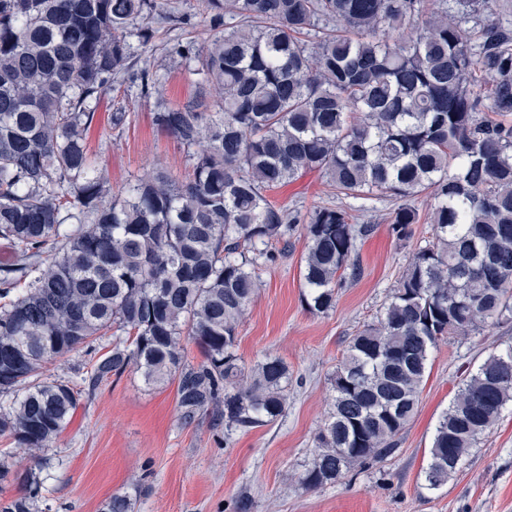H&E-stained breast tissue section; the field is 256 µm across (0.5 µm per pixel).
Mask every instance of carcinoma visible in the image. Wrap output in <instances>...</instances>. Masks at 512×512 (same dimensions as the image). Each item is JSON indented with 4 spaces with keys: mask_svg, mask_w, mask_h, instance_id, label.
<instances>
[{
    "mask_svg": "<svg viewBox=\"0 0 512 512\" xmlns=\"http://www.w3.org/2000/svg\"><path fill=\"white\" fill-rule=\"evenodd\" d=\"M204 45L168 44L213 91L183 105L159 98L153 124L183 148L192 176L158 164L115 192L84 130L119 80L154 87L132 38L150 45L180 24L168 0H0V432L33 459L98 384L126 371L177 382L178 419L246 430L283 417L288 366L238 364L237 327L260 271L307 240L301 275L310 310L363 273L340 206L302 214L268 192L317 171L336 197L395 201L391 231L408 238L431 198V240L409 257L377 322L349 342L333 403L299 476L332 484L386 457L414 417L430 355L512 314V32L497 0H200ZM483 15L479 27L468 23ZM129 113L118 107L110 130ZM117 336L76 390L36 380L44 365ZM202 359H185V341ZM512 404V347L463 380L435 428L425 471L437 489ZM22 493L0 512H38L41 483L0 462ZM104 512H132L125 494Z\"/></svg>",
    "mask_w": 512,
    "mask_h": 512,
    "instance_id": "carcinoma-1",
    "label": "carcinoma"
}]
</instances>
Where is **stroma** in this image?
Segmentation results:
<instances>
[{"label":"stroma","instance_id":"obj_1","mask_svg":"<svg viewBox=\"0 0 512 512\" xmlns=\"http://www.w3.org/2000/svg\"><path fill=\"white\" fill-rule=\"evenodd\" d=\"M190 23L161 33L147 47L156 78V95L180 105L204 85L202 75L167 51L169 41L211 35L198 0H169ZM139 83L126 82L101 98L85 130L89 153L110 186L134 181L151 165L187 176L190 168L177 140L152 122L154 99ZM128 101L129 125L123 136L110 133V114ZM271 201L288 210L342 204L355 223L375 225L357 243L363 274L336 291L324 313L310 311L301 276L304 233H296L287 257L267 267L247 315L237 329L236 354L249 368L271 354L288 365V409L276 422L246 432L224 434L209 421L182 427L177 385H145L139 374L103 380L95 394L82 398L71 422L48 452L39 512H103L116 492L128 493L133 512H238L248 497V512H512V404L471 448L463 467L439 489L428 488L424 471L435 428L469 372L490 354L512 345V316L468 340L444 338L433 349L422 385L418 412L399 436L396 451L336 483L317 489L300 485L315 436L332 404L331 380L346 347L388 303L411 253L424 245L430 226L413 225L409 238L393 235L391 200H337L319 174L275 189ZM112 347L111 336L97 338L69 357L48 363L45 374L80 384L96 358Z\"/></svg>","mask_w":512,"mask_h":512}]
</instances>
